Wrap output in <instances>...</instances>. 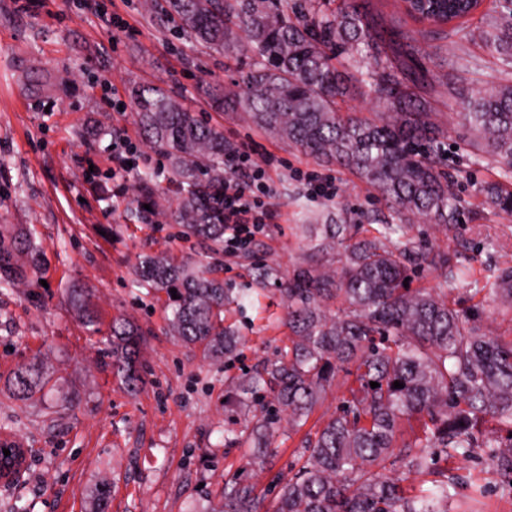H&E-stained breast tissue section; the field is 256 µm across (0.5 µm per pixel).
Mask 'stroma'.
<instances>
[{
  "label": "stroma",
  "instance_id": "obj_1",
  "mask_svg": "<svg viewBox=\"0 0 512 512\" xmlns=\"http://www.w3.org/2000/svg\"><path fill=\"white\" fill-rule=\"evenodd\" d=\"M371 12L378 24L402 25L412 37L420 51L413 68L437 72L429 57L433 25L407 16L401 0H371ZM250 64L242 51L201 50L166 18L143 11L140 0H0V225L13 226L45 257L27 284L0 290V433L32 450L21 489L0 487V512H92L105 482L112 485L109 512H194L241 463L240 450L225 447L224 432L243 422L228 403L243 371L288 342L276 282L245 311L227 306L224 320L238 328L243 345L226 365L171 336L164 295L135 283L139 256L200 259L207 247L182 237L172 220L178 192L161 199L159 223L130 214L136 174L122 167L127 143L143 142L132 85L161 87L226 138L256 140L289 163L271 172L277 216L256 236L253 257L223 258L227 287H248L258 264L287 277L308 252L300 210L331 204L351 224L383 211L371 186L335 166V197H310L293 171L317 169V162L201 95L204 84L220 91L236 85ZM420 90L452 146L448 173L468 211L455 232L417 224L412 235L477 269L491 261L512 265V217L483 207L478 191L480 183L500 180V169L467 151L460 106L445 85L431 79ZM76 289L88 291L96 327L78 318L70 302ZM116 317L145 334L142 383L133 393L105 354ZM34 362L49 368L46 394L18 400L11 381ZM458 475L482 480L487 493L478 503L454 498L451 512H512V496L486 461Z\"/></svg>",
  "mask_w": 512,
  "mask_h": 512
}]
</instances>
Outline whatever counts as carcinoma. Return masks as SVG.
Masks as SVG:
<instances>
[{
	"label": "carcinoma",
	"mask_w": 512,
	"mask_h": 512,
	"mask_svg": "<svg viewBox=\"0 0 512 512\" xmlns=\"http://www.w3.org/2000/svg\"><path fill=\"white\" fill-rule=\"evenodd\" d=\"M368 4L341 0L330 10L326 0H154L153 9L202 49L250 55L237 89L216 103L301 154L348 169L389 208L370 237L341 214L310 225L312 254L280 288L288 346L240 383L239 408L254 407L252 418L224 435L245 466L227 472L220 494L196 512H448L457 481L441 463L478 458L492 461L512 488V338L482 331L480 304L459 306V294L470 291L512 300V266L484 265L483 286L470 290L464 284L472 267L408 234L420 222L456 227L465 202L442 169L443 131L429 101L413 91L427 72L409 65L408 34L378 28ZM405 11L439 25L473 14L468 0H407ZM453 33L436 50L446 54L448 95L463 104L469 151L500 163L512 179V84L459 85L470 65L467 44L512 65V3L503 0L481 24H460ZM350 98L380 111H342ZM130 103L144 144L164 160L161 173L139 172V208L157 213L161 181L186 184L175 222L213 252L224 250V160L237 143L159 87H132ZM480 192L492 211L512 216V187L489 182ZM36 266L34 249L20 263L0 244V288ZM417 271L437 273V287L404 286ZM133 275L141 287L166 294L173 335L220 361L236 357L242 342L224 325V307L253 304L272 272L261 267L258 287L236 293L211 267L188 259L146 255ZM140 344L137 328L112 321L107 352L130 390L141 382ZM396 381L403 387H393ZM47 383L43 364L33 363L15 373L12 386L27 399ZM333 386L344 389L336 414L293 449L289 475H275L268 494L258 492L245 471L277 452L282 423L302 430ZM412 418L419 430L397 444L401 422ZM489 420L507 426V436L483 428ZM412 475L430 476V486L409 493L402 482Z\"/></svg>",
	"instance_id": "cac0c4a2"
}]
</instances>
